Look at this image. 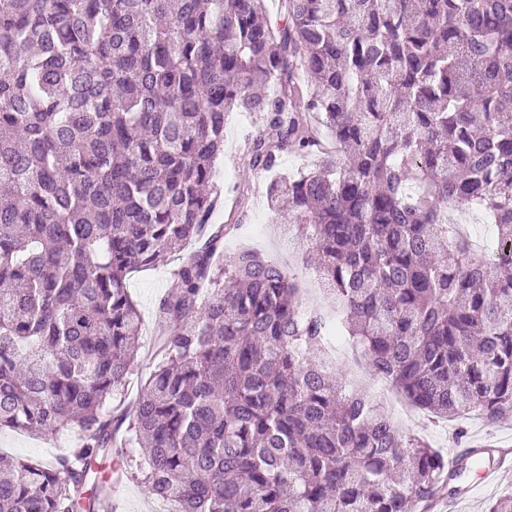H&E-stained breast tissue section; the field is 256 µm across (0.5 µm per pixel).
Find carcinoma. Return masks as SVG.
<instances>
[{
  "label": "carcinoma",
  "instance_id": "obj_1",
  "mask_svg": "<svg viewBox=\"0 0 512 512\" xmlns=\"http://www.w3.org/2000/svg\"><path fill=\"white\" fill-rule=\"evenodd\" d=\"M267 203L336 328L413 405L512 419V0H0V430L73 448L0 456V512H110L92 465L169 512H412L461 473L329 360L326 313L224 237L214 163L234 112ZM495 228L477 256L448 223ZM199 242L137 366L127 275Z\"/></svg>",
  "mask_w": 512,
  "mask_h": 512
}]
</instances>
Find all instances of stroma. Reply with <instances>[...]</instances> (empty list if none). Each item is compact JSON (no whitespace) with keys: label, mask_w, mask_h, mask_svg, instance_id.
<instances>
[{"label":"stroma","mask_w":512,"mask_h":512,"mask_svg":"<svg viewBox=\"0 0 512 512\" xmlns=\"http://www.w3.org/2000/svg\"><path fill=\"white\" fill-rule=\"evenodd\" d=\"M263 116L258 112H236L230 115L224 131V153L215 162L216 181L222 193V206L213 216L214 223L235 224V231L224 240V257L232 259L237 253L253 249L263 257L281 263L285 271L301 279L308 294L318 297L323 307H331V300L321 295L316 281L310 280L311 269L304 264L298 249L287 248V239L280 225L271 220L263 190L268 176L255 173L247 163L243 135L261 129ZM183 262L181 256L162 258L154 267L131 273L127 278L128 292L136 303L142 318L139 338L138 365L126 382L121 402L111 404V416L129 411L138 394L153 372L154 342L158 333V307L169 290L175 272ZM404 431L424 437L443 455L474 447L478 440L507 438L512 440V420L507 422H468L458 425L432 416L415 406H407ZM77 439L76 431L38 438L21 432L0 431V452L12 457L45 462L70 448ZM470 475L456 480L457 493L453 507H436L434 512H487L489 505L499 498L512 495V472L503 474L495 483L467 491ZM116 512H168L170 505L154 496L140 481L126 477L111 495Z\"/></svg>","instance_id":"obj_1"}]
</instances>
